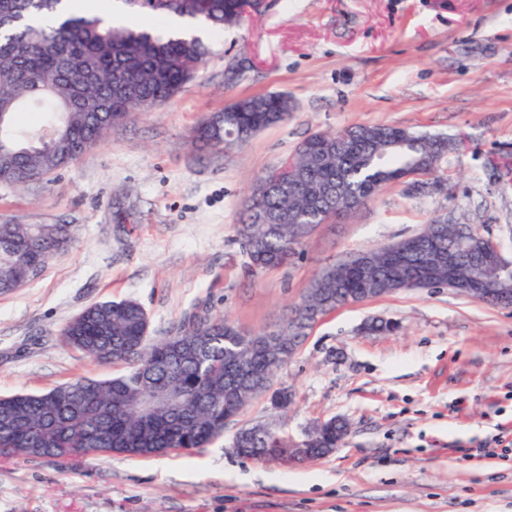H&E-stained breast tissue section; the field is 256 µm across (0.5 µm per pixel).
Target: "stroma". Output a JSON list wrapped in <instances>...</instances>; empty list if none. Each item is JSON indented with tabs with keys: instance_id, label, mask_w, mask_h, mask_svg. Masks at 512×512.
Masks as SVG:
<instances>
[{
	"instance_id": "obj_1",
	"label": "stroma",
	"mask_w": 512,
	"mask_h": 512,
	"mask_svg": "<svg viewBox=\"0 0 512 512\" xmlns=\"http://www.w3.org/2000/svg\"><path fill=\"white\" fill-rule=\"evenodd\" d=\"M209 45L175 98L54 180L0 187V221L76 233L38 280L0 296V396L124 372L61 336L98 301L140 302L153 341L203 312L259 331L283 323L324 268L446 212L512 255V178L492 167L512 157V0H265ZM274 92L294 112L246 145L192 140L209 113ZM373 124L463 135L439 166L447 192L388 186L319 225L288 265L252 271L236 225L253 179L312 133ZM374 318L397 328L369 332ZM274 386L294 395L290 441L336 418L349 424L341 446L288 468L239 456L234 432L275 417L263 395L191 453L0 459V512H512V458L475 452L512 438V308L445 288L343 306L308 330Z\"/></svg>"
}]
</instances>
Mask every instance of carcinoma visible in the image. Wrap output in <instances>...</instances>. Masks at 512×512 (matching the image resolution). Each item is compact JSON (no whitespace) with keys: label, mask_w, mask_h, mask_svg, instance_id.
Here are the masks:
<instances>
[{"label":"carcinoma","mask_w":512,"mask_h":512,"mask_svg":"<svg viewBox=\"0 0 512 512\" xmlns=\"http://www.w3.org/2000/svg\"><path fill=\"white\" fill-rule=\"evenodd\" d=\"M63 0H0V183L26 186L43 181L102 141L115 123L145 103L175 97L210 54L208 43L157 27L108 26L93 12L61 11ZM129 15L201 20L210 34L242 21L238 0H120ZM30 110L48 116L28 131L14 129L15 115ZM292 103L282 93L236 99L224 106V126L202 121L193 138L206 144L218 130L247 142L283 123ZM53 128L52 143L38 133ZM458 150L457 139L416 133L385 124L316 132L284 160L295 189L284 191L271 175L258 210L244 209L238 236L254 269L285 265L312 231L337 217L336 207H361L384 186L412 173L431 174ZM451 224L429 222L402 240L389 258L369 251L375 267L364 275L359 255L322 271L274 333L248 332L218 314L194 316L175 333L149 343V318L136 300L101 301L73 317L64 341L85 357L125 363V373L106 379L77 378L39 393L0 397V456L43 458L54 453L81 461L103 455L150 457L168 451L208 447L224 435L229 419L259 396L288 410V390L272 389L277 371L293 357L294 339L312 327L304 318L312 306L325 315L352 302L363 289L373 297L391 294L414 275L423 288L448 280V270L420 267L427 252L455 249L458 274L478 276L492 290L511 291L512 276L493 257L469 249V239ZM74 236L69 224L0 222V295L31 282L23 265H39L67 252ZM341 428L329 420L316 425L303 445L310 459L340 444ZM293 444L277 429L254 425L234 437L236 453L288 464Z\"/></svg>","instance_id":"obj_1"}]
</instances>
